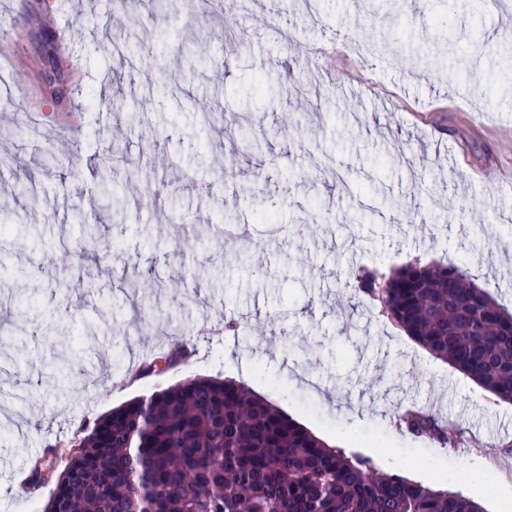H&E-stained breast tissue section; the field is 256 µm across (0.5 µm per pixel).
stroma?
<instances>
[{"label":"stroma","instance_id":"stroma-1","mask_svg":"<svg viewBox=\"0 0 512 512\" xmlns=\"http://www.w3.org/2000/svg\"><path fill=\"white\" fill-rule=\"evenodd\" d=\"M511 37L512 10L484 0H0V154L22 161L0 171L16 215L0 262L30 272L0 277V512H43L54 480H15L32 459L190 376L242 382L329 445L499 512L512 403L351 285L460 264L512 312ZM192 47L204 58L171 96L155 75L182 72ZM262 81L299 94L271 107ZM107 149L141 201L120 231L97 196ZM222 207L243 237L225 239ZM229 317L238 335L221 333ZM177 341L187 361L128 380ZM412 403L459 436L409 434L397 412Z\"/></svg>","mask_w":512,"mask_h":512}]
</instances>
